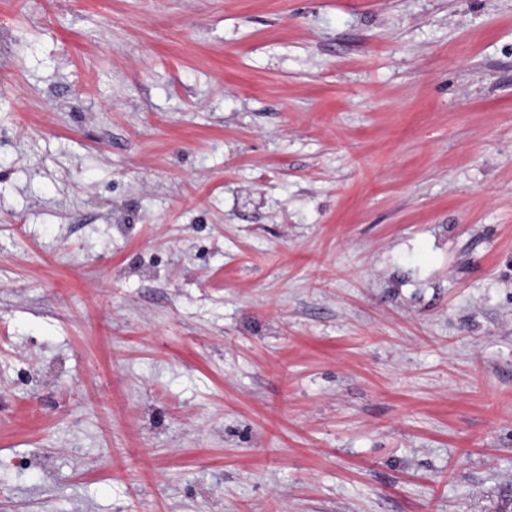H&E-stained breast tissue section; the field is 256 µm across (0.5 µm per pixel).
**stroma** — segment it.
Masks as SVG:
<instances>
[{"label":"stroma","mask_w":512,"mask_h":512,"mask_svg":"<svg viewBox=\"0 0 512 512\" xmlns=\"http://www.w3.org/2000/svg\"><path fill=\"white\" fill-rule=\"evenodd\" d=\"M512 0H0V512H496Z\"/></svg>","instance_id":"stroma-1"}]
</instances>
